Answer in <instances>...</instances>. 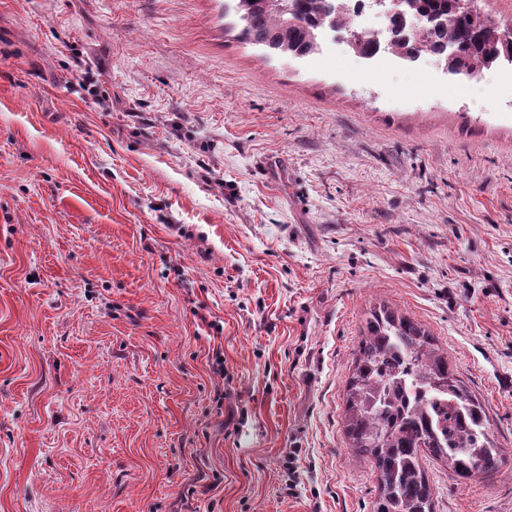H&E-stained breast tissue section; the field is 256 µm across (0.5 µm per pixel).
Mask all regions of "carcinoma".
<instances>
[{"label":"carcinoma","mask_w":512,"mask_h":512,"mask_svg":"<svg viewBox=\"0 0 512 512\" xmlns=\"http://www.w3.org/2000/svg\"><path fill=\"white\" fill-rule=\"evenodd\" d=\"M240 39L268 53L296 58L318 50L314 32L336 25L334 0H237ZM410 11L439 25L426 29L448 72L469 76L512 61L500 29L474 8L452 0H412ZM381 38L357 40L354 51L371 56ZM442 394L466 414L468 427L436 437L428 399ZM344 431L348 448L371 462L376 496L371 512H435V489L424 461L443 460L449 479L489 482L504 464L481 402L448 364V356L421 324L385 306L370 313L347 380Z\"/></svg>","instance_id":"cac0c4a2"}]
</instances>
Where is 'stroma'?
<instances>
[{"label":"stroma","instance_id":"obj_1","mask_svg":"<svg viewBox=\"0 0 512 512\" xmlns=\"http://www.w3.org/2000/svg\"><path fill=\"white\" fill-rule=\"evenodd\" d=\"M236 21L0 0V512H370L344 404L380 305L506 452L428 463L435 512H512V66L268 58Z\"/></svg>","mask_w":512,"mask_h":512}]
</instances>
